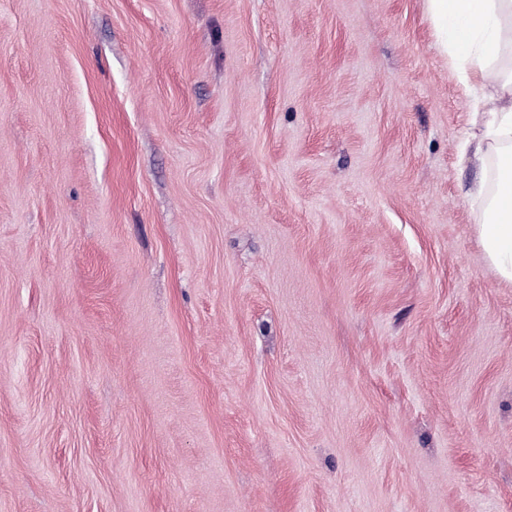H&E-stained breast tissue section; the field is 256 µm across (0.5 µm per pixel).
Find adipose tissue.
Instances as JSON below:
<instances>
[{
	"instance_id": "adipose-tissue-1",
	"label": "adipose tissue",
	"mask_w": 512,
	"mask_h": 512,
	"mask_svg": "<svg viewBox=\"0 0 512 512\" xmlns=\"http://www.w3.org/2000/svg\"><path fill=\"white\" fill-rule=\"evenodd\" d=\"M425 2L436 48L478 104L469 143L480 171L477 232L490 265L512 283V0Z\"/></svg>"
}]
</instances>
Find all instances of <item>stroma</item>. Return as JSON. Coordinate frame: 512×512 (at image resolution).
<instances>
[{
  "mask_svg": "<svg viewBox=\"0 0 512 512\" xmlns=\"http://www.w3.org/2000/svg\"><path fill=\"white\" fill-rule=\"evenodd\" d=\"M424 0H0V512H512V284Z\"/></svg>",
  "mask_w": 512,
  "mask_h": 512,
  "instance_id": "35a3bbf8",
  "label": "stroma"
}]
</instances>
